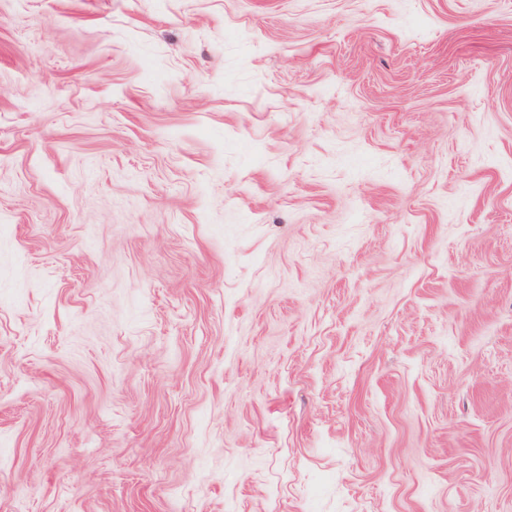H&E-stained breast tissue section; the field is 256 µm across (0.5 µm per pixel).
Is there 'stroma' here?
Segmentation results:
<instances>
[{
  "instance_id": "stroma-1",
  "label": "stroma",
  "mask_w": 512,
  "mask_h": 512,
  "mask_svg": "<svg viewBox=\"0 0 512 512\" xmlns=\"http://www.w3.org/2000/svg\"><path fill=\"white\" fill-rule=\"evenodd\" d=\"M0 512H512V0H0Z\"/></svg>"
}]
</instances>
